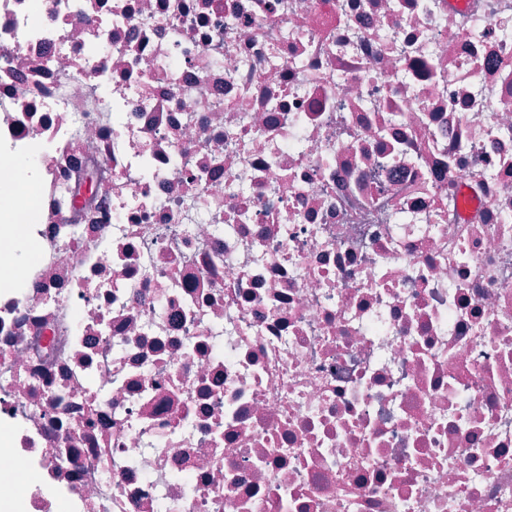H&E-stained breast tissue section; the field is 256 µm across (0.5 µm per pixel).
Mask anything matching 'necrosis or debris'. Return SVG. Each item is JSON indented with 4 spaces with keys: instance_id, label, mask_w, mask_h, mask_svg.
<instances>
[{
    "instance_id": "4bbe7bcc",
    "label": "necrosis or debris",
    "mask_w": 512,
    "mask_h": 512,
    "mask_svg": "<svg viewBox=\"0 0 512 512\" xmlns=\"http://www.w3.org/2000/svg\"><path fill=\"white\" fill-rule=\"evenodd\" d=\"M31 242L0 512H512V0H0Z\"/></svg>"
}]
</instances>
